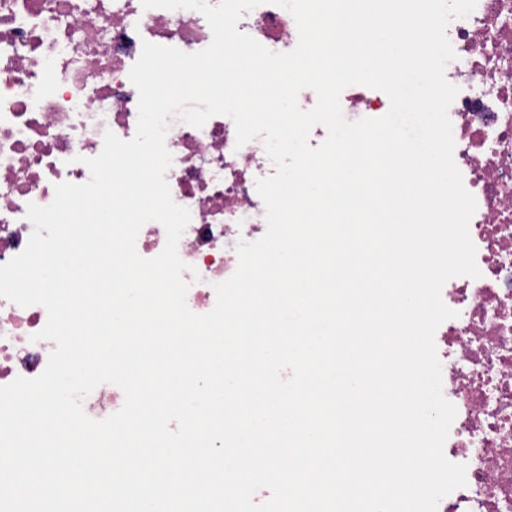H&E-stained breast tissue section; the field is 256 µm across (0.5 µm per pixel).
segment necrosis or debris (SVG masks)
Instances as JSON below:
<instances>
[{
  "mask_svg": "<svg viewBox=\"0 0 512 512\" xmlns=\"http://www.w3.org/2000/svg\"><path fill=\"white\" fill-rule=\"evenodd\" d=\"M237 28L273 52L298 42L291 13L269 0L243 13ZM446 35L456 57L445 75L459 89L448 110L454 159L477 202L469 232L481 275L452 278L441 291L456 313L435 333L443 394L457 409L444 454L465 465L466 485L438 512H512V0H477ZM211 40L192 9L0 0V265L30 239L29 203L49 204L56 184L87 182L86 161L101 152L105 132L134 136L139 94L129 72L143 42L195 53ZM340 104L351 121L389 109L386 94L360 85L345 88ZM165 145L172 199L191 213L178 254L200 275L186 302L204 314L215 284L237 268V243L266 231L255 182L275 169L262 140L237 146L224 115L200 128L170 118ZM47 319L43 306L0 296V385L43 372L55 344L34 335Z\"/></svg>",
  "mask_w": 512,
  "mask_h": 512,
  "instance_id": "4bbe7bcc",
  "label": "necrosis or debris"
}]
</instances>
